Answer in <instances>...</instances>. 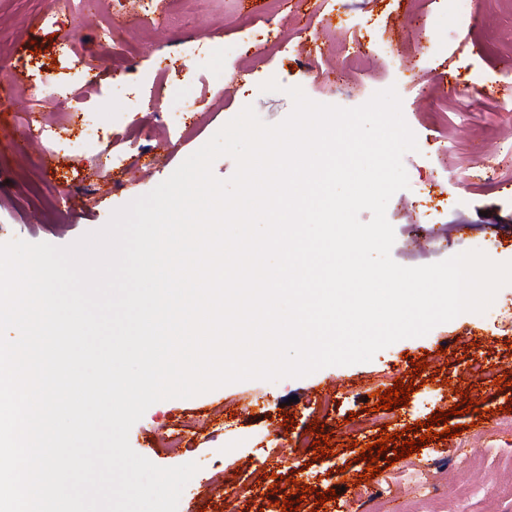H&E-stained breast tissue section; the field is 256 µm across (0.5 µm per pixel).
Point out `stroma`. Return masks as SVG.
<instances>
[{
	"mask_svg": "<svg viewBox=\"0 0 512 512\" xmlns=\"http://www.w3.org/2000/svg\"><path fill=\"white\" fill-rule=\"evenodd\" d=\"M121 23L119 41L138 48L129 64L100 70L93 112L69 121L48 112L43 124L57 128V147L40 155L17 150L30 132L20 123L34 98L66 67L56 36L69 27L38 25L48 0H0V243L13 239L65 247L102 229L113 212L167 179L245 106L268 124L282 121L293 103L286 90L301 87L313 101L360 106L380 90L396 87L403 116L418 149L403 165L409 186L390 199L392 259L427 265L455 254L484 251L512 261V0H474L469 12L456 0H364L345 13L342 0H224L212 11L207 0L181 6L178 23L163 32L144 29L138 0H102ZM219 67L233 79L215 88L208 73ZM276 79L281 89L261 92ZM125 92L111 93L112 84ZM155 84L156 102L137 103L134 93ZM193 93V111L177 114L173 127H155L162 100ZM441 352L411 391L408 406L374 411L377 390L393 387L425 353ZM496 369L508 387L476 372ZM478 401V411L450 415L462 425L486 465L470 474L482 488L448 512H512V475L498 465L512 453V435L490 439L487 424L512 422V285L502 287L481 314L466 312L428 334L405 338L367 363L329 366L302 378L247 380L192 398L151 405L129 432L132 449L160 467L197 463L178 512H219L236 495L238 512H259L276 477L314 487L300 512H313L317 493L341 489L339 470H364L360 452L371 435L389 428L413 440L412 425L452 408L450 386ZM332 397L336 405L323 411ZM510 413H503V406ZM368 413L372 433L352 435L351 413ZM198 425L189 447L166 453L159 442L178 419ZM321 423L330 438L354 448L314 462L295 456L296 439L316 441ZM458 440L433 442L428 452L407 457L423 464L433 456V479L464 465ZM259 470L260 482L242 490Z\"/></svg>",
	"mask_w": 512,
	"mask_h": 512,
	"instance_id": "stroma-1",
	"label": "stroma"
}]
</instances>
